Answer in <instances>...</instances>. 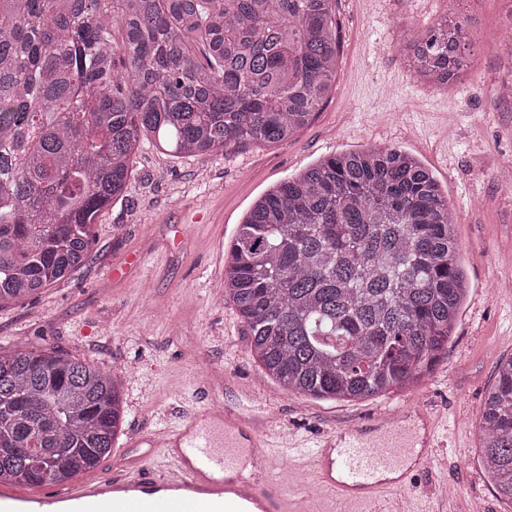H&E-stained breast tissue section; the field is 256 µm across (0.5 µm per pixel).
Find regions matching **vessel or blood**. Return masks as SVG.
I'll return each mask as SVG.
<instances>
[{"label":"vessel or blood","instance_id":"b4317fda","mask_svg":"<svg viewBox=\"0 0 512 512\" xmlns=\"http://www.w3.org/2000/svg\"><path fill=\"white\" fill-rule=\"evenodd\" d=\"M422 427L406 436L400 423L376 422L381 444L364 438L359 425L326 436L313 456L316 483L344 512H417L403 496L405 461L431 465L435 427L421 414ZM135 448H165V468L146 471L142 458L123 455L111 474L83 480L38 496L0 492V512H314L317 498L306 488L285 493L271 483L274 462L263 429L241 414L210 406L185 417L180 430L135 436ZM393 472L390 480L382 472Z\"/></svg>","mask_w":512,"mask_h":512}]
</instances>
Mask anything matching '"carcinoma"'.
<instances>
[{"label": "carcinoma", "mask_w": 512, "mask_h": 512, "mask_svg": "<svg viewBox=\"0 0 512 512\" xmlns=\"http://www.w3.org/2000/svg\"><path fill=\"white\" fill-rule=\"evenodd\" d=\"M332 2L0 0V304L85 262L144 142L194 158L308 125L336 82ZM471 27L452 10L393 41L446 89L469 68ZM467 290L448 196L394 146L326 156L267 190L224 265L262 373L317 399L417 385ZM495 377L480 453L512 502V357ZM123 419L116 373L25 343L0 353V485L70 484L112 455Z\"/></svg>", "instance_id": "carcinoma-1"}]
</instances>
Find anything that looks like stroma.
<instances>
[{
  "instance_id": "35a3bbf8",
  "label": "stroma",
  "mask_w": 512,
  "mask_h": 512,
  "mask_svg": "<svg viewBox=\"0 0 512 512\" xmlns=\"http://www.w3.org/2000/svg\"><path fill=\"white\" fill-rule=\"evenodd\" d=\"M336 83L315 119L284 144L176 159L143 147L124 202L98 219L85 264L0 308V350L26 340L124 374L129 434L164 430L207 402L268 419L280 456L288 438L314 446L323 431L413 405L444 446L413 476L409 496L437 506L453 486L471 512H512L480 462L482 405L499 358L512 355V0H458L474 23L462 83L436 89L412 73L391 39L445 15V0H335ZM371 144L418 158L448 193L470 280L447 351L417 386L359 402L319 400L261 377L250 340L224 292V261L245 213L272 185L322 157Z\"/></svg>"
}]
</instances>
